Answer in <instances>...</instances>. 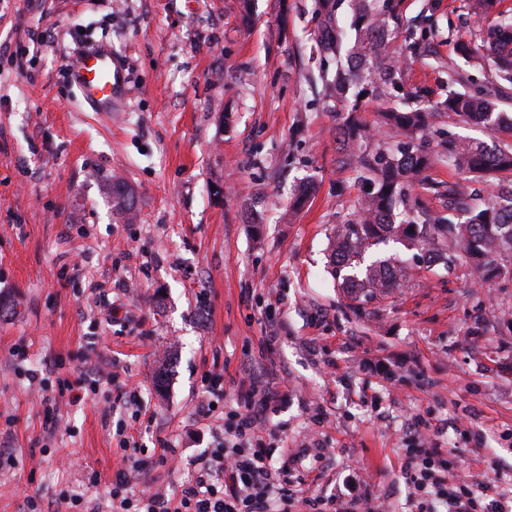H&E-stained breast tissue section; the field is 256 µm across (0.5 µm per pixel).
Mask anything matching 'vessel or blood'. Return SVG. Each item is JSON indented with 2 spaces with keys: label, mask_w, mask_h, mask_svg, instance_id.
<instances>
[{
  "label": "vessel or blood",
  "mask_w": 512,
  "mask_h": 512,
  "mask_svg": "<svg viewBox=\"0 0 512 512\" xmlns=\"http://www.w3.org/2000/svg\"><path fill=\"white\" fill-rule=\"evenodd\" d=\"M69 79L84 103L94 112H119L125 105L126 75L111 49H85L69 64Z\"/></svg>",
  "instance_id": "1"
}]
</instances>
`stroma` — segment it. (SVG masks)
Here are the masks:
<instances>
[{
  "label": "stroma",
  "instance_id": "35a3bbf8",
  "mask_svg": "<svg viewBox=\"0 0 512 512\" xmlns=\"http://www.w3.org/2000/svg\"><path fill=\"white\" fill-rule=\"evenodd\" d=\"M397 13V51L419 14L435 27L394 104L443 93L456 42L486 23L466 0ZM97 42L127 63L109 116L62 76ZM320 57L312 0H0V512L31 498L64 512L75 494L109 512L121 469L135 495L180 493L256 388L275 396L264 436L307 495L354 478L375 512H420L403 455L416 431L478 508L512 496V280L404 249L402 288L372 314L349 308L328 239L364 187L314 99ZM115 175L134 223L104 192ZM216 377L226 398L200 418Z\"/></svg>",
  "mask_w": 512,
  "mask_h": 512
}]
</instances>
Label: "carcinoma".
Instances as JSON below:
<instances>
[{
    "label": "carcinoma",
    "mask_w": 512,
    "mask_h": 512,
    "mask_svg": "<svg viewBox=\"0 0 512 512\" xmlns=\"http://www.w3.org/2000/svg\"><path fill=\"white\" fill-rule=\"evenodd\" d=\"M343 2L314 0L322 49L336 59L335 73H329L326 65L319 70V99L340 118L344 162L355 168L366 190L351 218L330 239L332 276L360 313L365 312V305L382 301L401 287L393 259L374 251L381 244H400L422 259L442 255L450 270L459 263L472 264L488 280L512 279V179L479 198L466 210L464 220L457 222L432 215L416 194L418 189L438 193L439 183L429 171L439 165L463 175L465 181L492 172L512 174V142L448 138L432 143L437 119L445 116L492 133L512 132V114L500 111L497 101L506 96L502 82L512 84V15L498 10L500 0H467L468 10L490 24L481 44L462 41L456 45L466 65H487L495 73L496 79L489 84L496 97L464 88L472 82L470 74L451 67L445 95L382 114L383 124L401 140L391 152L372 153L357 117L360 94L392 97L400 88L409 59L390 48L397 34L394 0H349V34L338 30ZM352 88L357 92L351 95ZM124 186L115 177L106 190L112 196V210L124 222L133 223L137 208L122 197Z\"/></svg>",
    "instance_id": "1"
}]
</instances>
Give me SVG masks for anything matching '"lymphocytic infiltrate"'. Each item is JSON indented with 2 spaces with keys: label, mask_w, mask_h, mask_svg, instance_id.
Instances as JSON below:
<instances>
[{
  "label": "lymphocytic infiltrate",
  "mask_w": 512,
  "mask_h": 512,
  "mask_svg": "<svg viewBox=\"0 0 512 512\" xmlns=\"http://www.w3.org/2000/svg\"><path fill=\"white\" fill-rule=\"evenodd\" d=\"M271 397L253 392L245 412L228 414L224 425V448L231 458L229 465L218 467L213 459L200 457L194 484L184 488L179 497L164 491L142 497L143 512H292L302 505L305 512H372L363 507L353 482L328 498L301 497L292 488L284 454L263 437V418ZM439 448L411 440L405 455L408 464H420L414 479L416 489L432 486L444 499L448 512H474L471 493L466 486L449 489L445 477L431 468L430 462Z\"/></svg>",
  "instance_id": "lymphocytic-infiltrate-1"
}]
</instances>
